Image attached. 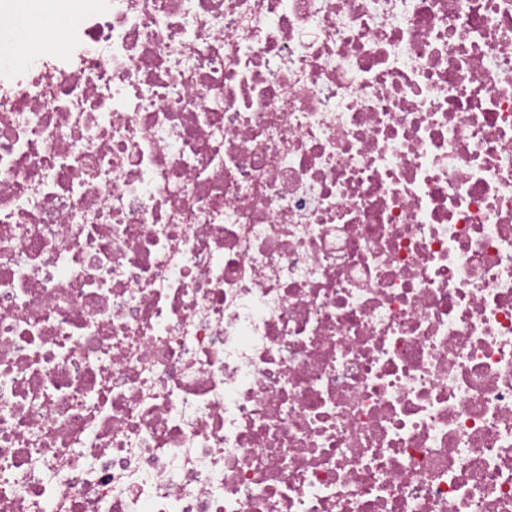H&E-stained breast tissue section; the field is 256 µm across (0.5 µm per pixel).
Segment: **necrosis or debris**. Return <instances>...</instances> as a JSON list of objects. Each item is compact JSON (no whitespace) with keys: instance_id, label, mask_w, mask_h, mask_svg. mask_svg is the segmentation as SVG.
<instances>
[{"instance_id":"necrosis-or-debris-1","label":"necrosis or debris","mask_w":512,"mask_h":512,"mask_svg":"<svg viewBox=\"0 0 512 512\" xmlns=\"http://www.w3.org/2000/svg\"><path fill=\"white\" fill-rule=\"evenodd\" d=\"M0 0V512H512V0ZM53 1L56 7L54 23L50 27L42 28L40 38L30 43L29 47L32 51L39 50L42 42L45 40L53 41L58 45H63L64 43L72 19L69 9L72 0Z\"/></svg>"}]
</instances>
